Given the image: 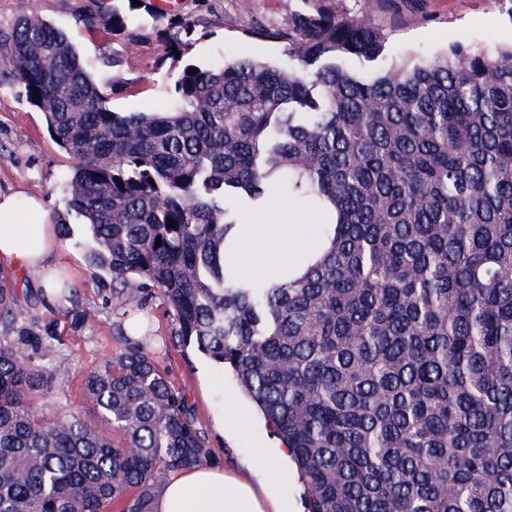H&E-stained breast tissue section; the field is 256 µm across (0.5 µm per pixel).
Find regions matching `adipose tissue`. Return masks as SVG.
Here are the masks:
<instances>
[{"label":"adipose tissue","instance_id":"adipose-tissue-1","mask_svg":"<svg viewBox=\"0 0 512 512\" xmlns=\"http://www.w3.org/2000/svg\"><path fill=\"white\" fill-rule=\"evenodd\" d=\"M289 211L284 204L259 210L243 207L237 243L224 250L225 264L251 279L276 270L303 269L322 244V226L314 220L286 222ZM59 247L52 225L28 223L12 197L0 196V261L53 272ZM153 508L154 512H282L266 487L208 465L171 474Z\"/></svg>","mask_w":512,"mask_h":512}]
</instances>
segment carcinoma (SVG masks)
<instances>
[{
	"label": "carcinoma",
	"mask_w": 512,
	"mask_h": 512,
	"mask_svg": "<svg viewBox=\"0 0 512 512\" xmlns=\"http://www.w3.org/2000/svg\"><path fill=\"white\" fill-rule=\"evenodd\" d=\"M307 2L252 31L294 65L186 67L165 110L121 113L24 0L0 82L74 159L58 223L89 229L113 307L159 290L183 344L274 425L305 512H512V46L352 71L341 58L375 60L383 34ZM79 21L138 37L107 0ZM277 188L322 215L324 249L299 275L244 280L222 255L237 204ZM0 312V512H152L170 473L210 464L142 343L86 373L96 417H47L37 400L66 374L40 362L51 336L1 284Z\"/></svg>",
	"instance_id": "carcinoma-1"
}]
</instances>
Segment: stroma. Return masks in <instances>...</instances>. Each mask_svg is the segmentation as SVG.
Returning a JSON list of instances; mask_svg holds the SVG:
<instances>
[{"label":"stroma","instance_id":"1","mask_svg":"<svg viewBox=\"0 0 512 512\" xmlns=\"http://www.w3.org/2000/svg\"><path fill=\"white\" fill-rule=\"evenodd\" d=\"M177 11L148 12L131 8L129 0H114L115 9L135 13L142 28L136 44L124 36L105 37L89 32L78 20L86 0H35L39 14L66 32L81 56L92 64L120 55L123 64L101 76L121 85L112 95L117 112H152L164 108L183 67L211 65L221 58L249 57L283 66L288 56L282 43L253 36L256 27L281 28L295 14L307 11V0H180ZM352 14H367L385 38L383 65L419 61L464 44L474 48L488 42L512 43V0H341ZM196 28L182 36L179 59L165 50V39L181 34L184 20ZM73 161L54 142L44 117L29 105L19 85L0 83V193L11 194L19 210L30 198L41 199L48 222L64 213L61 184ZM87 250L66 239L57 256L62 266L75 272L69 295L50 303L42 275L0 262L11 291L34 308L39 325L55 336V352L44 359L48 367L63 365L66 382L60 390L40 399L39 408L51 415L69 409L90 414L83 397L85 374L123 347L120 331L128 315L142 312L149 319L147 348L168 384L181 392L191 407L197 428L213 452L214 467L234 472L253 483L267 484L288 512H304L301 490L293 465L273 425L258 411L231 372H223L196 349L183 346L175 334L176 316L151 287L125 311L112 309V279L94 278L87 264ZM237 398L250 431L228 429V403ZM276 457L281 471L256 467V460Z\"/></svg>","mask_w":512,"mask_h":512}]
</instances>
